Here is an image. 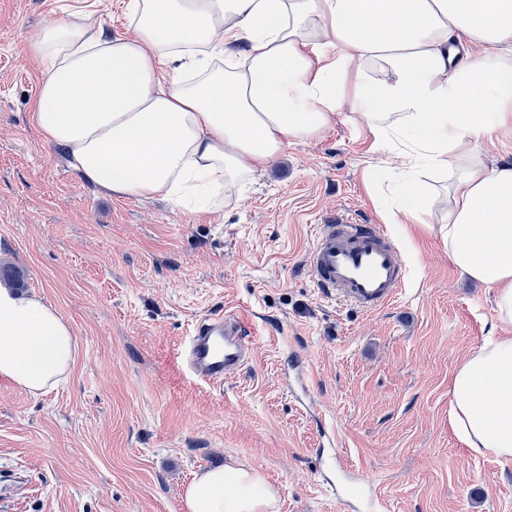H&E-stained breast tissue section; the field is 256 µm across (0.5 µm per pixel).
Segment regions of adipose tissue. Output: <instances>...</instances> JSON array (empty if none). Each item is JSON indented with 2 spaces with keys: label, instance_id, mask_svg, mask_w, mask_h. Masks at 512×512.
<instances>
[{
  "label": "adipose tissue",
  "instance_id": "1",
  "mask_svg": "<svg viewBox=\"0 0 512 512\" xmlns=\"http://www.w3.org/2000/svg\"><path fill=\"white\" fill-rule=\"evenodd\" d=\"M129 34L79 18L24 43L43 76L33 119L87 182L120 199L188 207L238 195L289 144L350 113L404 173L385 220L424 224L415 173L448 178L438 237L462 276L512 323V161L476 143L512 132V0H126ZM77 339L39 294L0 285V377L44 394ZM449 422L477 456L512 458V336L454 370ZM276 493L231 463L196 476L185 512H273Z\"/></svg>",
  "mask_w": 512,
  "mask_h": 512
}]
</instances>
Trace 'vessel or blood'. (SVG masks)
Listing matches in <instances>:
<instances>
[{
  "label": "vessel or blood",
  "instance_id": "vessel-or-blood-1",
  "mask_svg": "<svg viewBox=\"0 0 512 512\" xmlns=\"http://www.w3.org/2000/svg\"><path fill=\"white\" fill-rule=\"evenodd\" d=\"M313 285L330 298L373 312L393 303L407 268L390 236L377 224H362L336 212L326 216L307 256ZM252 321L241 314L201 319L181 351V363L198 380L223 383L247 364Z\"/></svg>",
  "mask_w": 512,
  "mask_h": 512
}]
</instances>
